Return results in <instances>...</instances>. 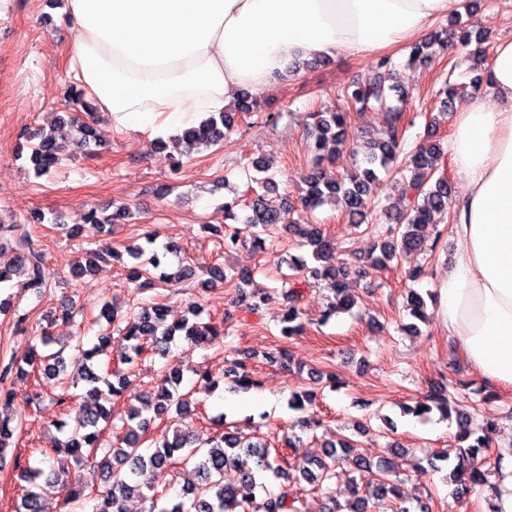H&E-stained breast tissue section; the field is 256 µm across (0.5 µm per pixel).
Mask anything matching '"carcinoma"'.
Instances as JSON below:
<instances>
[{
    "label": "carcinoma",
    "instance_id": "obj_1",
    "mask_svg": "<svg viewBox=\"0 0 512 512\" xmlns=\"http://www.w3.org/2000/svg\"><path fill=\"white\" fill-rule=\"evenodd\" d=\"M451 25L454 29L441 30L415 44L410 60L426 64L432 61L436 51L445 52L457 41L467 45L473 36L479 43L484 41L480 30L458 19ZM389 68V60L377 61L364 77L343 90L344 107L314 113L311 129L314 167L304 178L306 190L299 197L303 208L312 209L331 199L350 217L358 218L360 224L364 223L369 210L376 208L373 193L380 181L379 172H388L397 164L398 133L405 114L402 84H385V73ZM68 98L85 110L86 118L70 112H58L48 127L24 137L37 176L47 173L58 162L62 143L72 140L86 145L90 139L96 138L94 128L87 123L89 119L95 120L96 113L84 99L83 92L72 91ZM255 106L251 95L243 94L234 111L212 115L174 136L171 139L173 150L182 157L194 150L226 142L235 126L236 116L254 112ZM365 111L385 113L386 129L377 139L349 148L346 137L348 114ZM346 149L354 156L362 155L361 163L339 179H325L320 165L326 160L334 162ZM442 155L441 144L428 141L418 144L405 157L401 170L406 175L402 176L397 201L389 206L388 211V217L396 223L395 233L377 245L379 252L369 253L372 268H385L401 255L435 251L437 243L426 245L423 229L435 217L443 218L448 214L451 183L444 174L437 173ZM250 210L251 213L241 220L244 227L230 226L226 229V248L231 249L246 241L261 248L265 244L264 234L288 223V210L271 208L260 198L252 202ZM124 217L122 207L110 215L91 209L86 215L85 226L92 236L107 235L112 232V226ZM292 228L312 248L311 256L318 265L310 267L303 258L291 262L296 273L283 287L280 303L279 333L285 338L298 336L303 331L301 302L306 276L327 281V288L333 293V302L323 315L327 320L355 306L356 299L348 288V280L360 273L355 265L336 254L335 245L318 225L294 224ZM153 243L154 239L147 237L145 245L128 247L124 254L116 250H88L72 263L70 274L79 278L108 258L123 262L126 254L134 261L129 270L132 281L141 280L164 288L195 276V269L181 263L170 273L162 271V263L168 260V256L177 254V246L168 244L158 251L150 248ZM11 249L14 256L10 262L0 265V284L10 281L14 273L21 270L26 276L24 290L42 299L50 288L42 253L34 250L28 236L16 241ZM201 271L208 275L207 284L252 282V274L237 272L229 266L212 264L201 268ZM405 309L421 322L426 319V299L416 290L408 292ZM123 321L126 322L123 328L126 350L121 356V363L130 369L147 350L163 357L168 355L170 344L177 336L191 348L212 346L221 336L218 328L208 321L182 319L168 324L164 309L159 305L134 302L123 318L118 315L116 304L105 303L96 318V323H105L98 343L86 348L82 342H77L72 358H66L62 349L41 354L33 345L19 360L11 358L6 363L0 360V464L6 461L9 440L25 424V419L13 410L15 393L5 387V381L33 373L58 389L53 397L54 403L63 414L72 416L70 422H56L57 429L65 437L56 441L44 455L48 457L52 452L63 451L77 461L98 455L100 460L95 467L101 478L109 483L102 494L92 498L85 493V487L72 484L51 470L28 467L23 471L27 486L22 489L20 503L14 512H43L44 497L54 490L64 493L67 504L82 507L84 503L95 500L91 512H123L122 502L135 496L149 501L147 512H306L299 489L301 482L315 485L320 490L326 489L336 477V467L342 463L358 470H375L371 496L398 499L394 512H431L427 499L418 498L410 506L400 499L398 487L390 479L393 463L389 459L383 458L374 464L356 453L353 444L342 439L337 443H326L322 456L308 458L296 455L301 442L296 435L288 439V447L295 452L289 461L278 454H271L267 444L254 442L238 431H222L202 440L176 425L175 420L191 415L195 407L191 400L193 391H179L182 381L179 369L174 368L164 375L156 389L138 394L130 392L132 383L124 370L112 372L118 378L115 384L98 374L93 359L111 338L112 328ZM248 358V354L242 359L235 358L225 362L224 367V378L243 390L259 385L247 369ZM435 410L446 419L450 417L447 393L434 392L413 406L403 407V413L415 417H425ZM115 419L121 422L120 431L116 433L117 441L106 447L102 444L103 428L100 423L108 425ZM158 420H168L170 426L151 440L150 451L145 452L142 445ZM495 426V421L490 418L476 427L471 426V421L466 418L459 420V439L463 442L470 439L472 443L456 449L457 464L449 477L456 485L457 494H468L477 486H487L492 493H497L496 487L488 481L485 461L480 458L489 448L490 433ZM185 465L191 466L192 477L184 481L175 496L161 498L143 492L144 484L140 477L146 471ZM229 468L236 470L238 478L233 484L226 485L224 472ZM270 479L279 481V486L269 489L266 481Z\"/></svg>",
    "mask_w": 512,
    "mask_h": 512
}]
</instances>
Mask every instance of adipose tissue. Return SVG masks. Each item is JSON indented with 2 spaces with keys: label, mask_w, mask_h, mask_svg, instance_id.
<instances>
[{
  "label": "adipose tissue",
  "mask_w": 512,
  "mask_h": 512,
  "mask_svg": "<svg viewBox=\"0 0 512 512\" xmlns=\"http://www.w3.org/2000/svg\"><path fill=\"white\" fill-rule=\"evenodd\" d=\"M459 0H67V66L112 128L168 138L243 91L297 81L320 57L368 59L419 40ZM487 94L451 117L461 249L438 290L452 340L485 380L512 387V39Z\"/></svg>",
  "instance_id": "1"
}]
</instances>
